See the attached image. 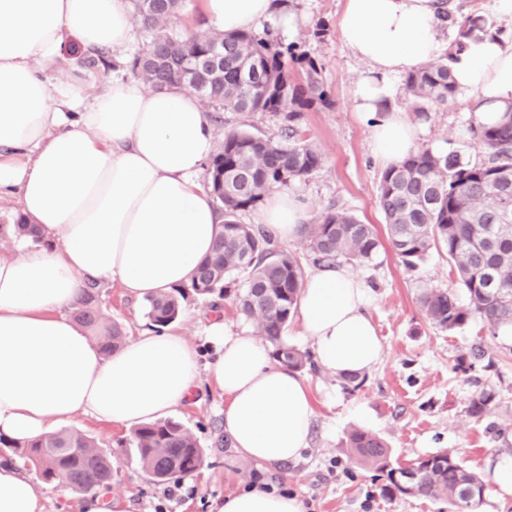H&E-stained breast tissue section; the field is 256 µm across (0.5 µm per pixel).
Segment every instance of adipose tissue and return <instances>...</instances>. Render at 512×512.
Returning <instances> with one entry per match:
<instances>
[{"label": "adipose tissue", "mask_w": 512, "mask_h": 512, "mask_svg": "<svg viewBox=\"0 0 512 512\" xmlns=\"http://www.w3.org/2000/svg\"><path fill=\"white\" fill-rule=\"evenodd\" d=\"M212 28L262 23L293 35L278 0H200ZM340 37L369 66L353 85L356 112L371 120L375 157L389 168L417 148L403 111L387 108L398 79L442 53L438 0H345ZM130 0H0V194L17 193L38 239L12 236L0 254V437L29 442L75 417L115 427L154 421L193 394L208 369L224 395V430L239 457L267 465L300 458L315 406L298 372L274 362L259 337L207 329L215 353L202 366L178 333L141 331L104 353L70 315L83 288L117 281L144 298L189 283L211 253L220 222L198 177L217 148L209 111L185 88L148 89L113 74L89 95L90 73L63 67L70 41L123 61L135 37ZM475 117L497 121L512 103V42L488 32L452 68ZM309 206L269 192L256 223L276 240L298 238ZM351 271L327 269L302 287L296 323L318 365L365 373L383 355ZM0 512H43L34 484L0 464ZM219 512H305L297 496L259 489L226 496Z\"/></svg>", "instance_id": "obj_1"}]
</instances>
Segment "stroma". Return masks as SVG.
<instances>
[{
    "label": "stroma",
    "mask_w": 512,
    "mask_h": 512,
    "mask_svg": "<svg viewBox=\"0 0 512 512\" xmlns=\"http://www.w3.org/2000/svg\"><path fill=\"white\" fill-rule=\"evenodd\" d=\"M287 7L298 19L292 40L322 60L331 99L330 106L312 109L304 120L305 133L319 146L325 162L288 190L304 195L310 215L335 202L362 222L384 228L377 204L382 169L373 156L369 129L354 112L349 96L366 65L342 43L337 31L344 0H288ZM321 21L328 30L318 38L314 31ZM470 123L469 99L432 106L427 119L419 123V142L437 152L458 150L476 159L480 149ZM352 271L367 287V313L382 341L383 357L356 390L344 389L324 371H302L316 408L303 456L279 466L238 458L224 431V397L203 374L193 397L171 413L193 432L206 453L203 467L182 479L176 498H165L163 487L143 472L134 449L122 447V439L130 435L128 429L89 416L72 422V429L112 454L115 472L107 491L112 512H155L159 507L164 512H218L226 495L249 487L257 477L298 495L306 512H449L444 501L382 498L375 472L355 464L342 446L346 432L354 426L384 436L394 462L402 466L442 448L456 449L465 464L487 480L480 512H512V491H503L500 485L503 475L512 473V434L491 441L484 424L473 422L464 412L472 392L491 387L498 394L493 420L512 426V333L504 329L490 333L487 325L476 320L450 334L423 317L417 304L421 289L456 285L447 258L438 253L410 270L392 249L385 248L372 262L353 266ZM97 291L101 307L122 326L125 336L150 327L144 299L127 293L119 282L98 285ZM216 318L223 319L232 333L255 331L229 299L215 311L209 301L187 298L171 326L197 345L205 364L211 361L213 348L204 328ZM475 346L484 349L494 370L479 366L465 374L458 370V356ZM23 474L42 497L45 512H84L82 493L43 481L31 467Z\"/></svg>",
    "instance_id": "stroma-1"
}]
</instances>
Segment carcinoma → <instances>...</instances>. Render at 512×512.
Instances as JSON below:
<instances>
[{
    "label": "carcinoma",
    "instance_id": "obj_1",
    "mask_svg": "<svg viewBox=\"0 0 512 512\" xmlns=\"http://www.w3.org/2000/svg\"><path fill=\"white\" fill-rule=\"evenodd\" d=\"M185 0H132L135 23L150 34L127 63L130 73L152 89L183 85L215 112H268L280 121L276 137L238 128L224 130V140L208 164L206 187L220 218L212 254L196 269L189 285L162 297L146 298L147 316L159 328L176 321L182 301L231 298L268 344L272 359L295 371L315 370L312 356L288 343L304 283L300 258L277 247L273 234L259 224H243L239 215L261 204L267 193L310 176L324 164L320 148L303 131L304 113L327 107L324 64L296 43L284 44L253 32L225 34L214 29L180 34L170 21ZM453 42L440 58L409 72L404 79L417 103L414 117L427 118L428 107L455 99L450 62L465 41L492 29L481 15L454 21ZM85 71L107 73L109 52L96 50L77 58ZM481 157L472 161L456 151L422 146L399 165L385 170L377 203L384 215L391 249L405 267L415 269L430 253L447 256L458 289L424 288L417 302L432 325L455 333L479 318L491 329L512 328V105L491 124L472 122ZM313 262L330 267L340 259L364 265L384 243L377 227L359 221L331 203L300 232ZM246 270L242 288L234 274ZM75 319L90 329L107 351L125 341L120 325L101 308L93 288L83 290ZM497 393L481 389L465 403L475 422L488 419ZM129 445L141 468L157 483L180 479L204 463V449L181 422L164 419L136 427ZM346 445L352 459L377 472L379 494L387 498L446 500L451 512H476L487 482L471 471L452 448L418 458L403 468L392 462L386 440L354 427ZM0 447L14 449L23 466H32L46 482L66 476L83 492L112 483L111 456L77 432H57L26 443L0 437Z\"/></svg>",
    "mask_w": 512,
    "mask_h": 512
}]
</instances>
